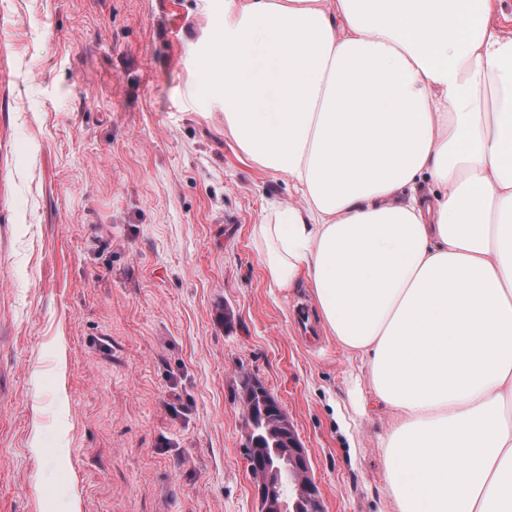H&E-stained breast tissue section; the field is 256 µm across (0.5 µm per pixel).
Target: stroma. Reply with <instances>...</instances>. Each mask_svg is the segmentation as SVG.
<instances>
[{
  "label": "stroma",
  "mask_w": 512,
  "mask_h": 512,
  "mask_svg": "<svg viewBox=\"0 0 512 512\" xmlns=\"http://www.w3.org/2000/svg\"><path fill=\"white\" fill-rule=\"evenodd\" d=\"M224 0H0V512H258L244 379L322 512H395L367 369L295 338L252 244L288 187L242 162L204 47Z\"/></svg>",
  "instance_id": "35a3bbf8"
}]
</instances>
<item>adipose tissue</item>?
Wrapping results in <instances>:
<instances>
[{"instance_id": "obj_1", "label": "adipose tissue", "mask_w": 512, "mask_h": 512, "mask_svg": "<svg viewBox=\"0 0 512 512\" xmlns=\"http://www.w3.org/2000/svg\"><path fill=\"white\" fill-rule=\"evenodd\" d=\"M500 0H224L205 52L254 233L368 368L398 512H512V33Z\"/></svg>"}]
</instances>
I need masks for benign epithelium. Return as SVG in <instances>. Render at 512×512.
Listing matches in <instances>:
<instances>
[{
	"label": "benign epithelium",
	"mask_w": 512,
	"mask_h": 512,
	"mask_svg": "<svg viewBox=\"0 0 512 512\" xmlns=\"http://www.w3.org/2000/svg\"><path fill=\"white\" fill-rule=\"evenodd\" d=\"M284 458L292 463V469L299 482L288 488V493L296 498L307 495L313 498V503L319 502L318 491L308 478L309 463L307 453L298 440L287 442L285 448H274L272 452L259 454V449H245V459L254 480V488L260 504V512H285L286 502L282 493V478L278 468L272 465L273 458Z\"/></svg>",
	"instance_id": "7a95c632"
}]
</instances>
